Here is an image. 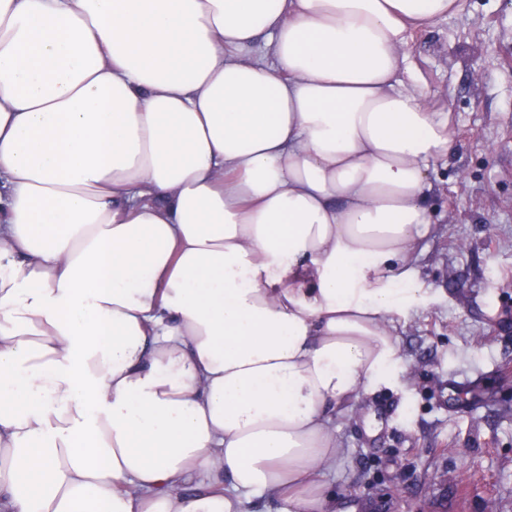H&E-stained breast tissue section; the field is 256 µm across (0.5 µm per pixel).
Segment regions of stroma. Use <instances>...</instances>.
Listing matches in <instances>:
<instances>
[{
  "label": "stroma",
  "mask_w": 512,
  "mask_h": 512,
  "mask_svg": "<svg viewBox=\"0 0 512 512\" xmlns=\"http://www.w3.org/2000/svg\"><path fill=\"white\" fill-rule=\"evenodd\" d=\"M407 51L457 148L434 175L399 375L337 414L325 481L336 512H512V0H463Z\"/></svg>",
  "instance_id": "stroma-1"
}]
</instances>
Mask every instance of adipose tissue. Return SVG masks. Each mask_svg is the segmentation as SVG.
<instances>
[{
  "label": "adipose tissue",
  "mask_w": 512,
  "mask_h": 512,
  "mask_svg": "<svg viewBox=\"0 0 512 512\" xmlns=\"http://www.w3.org/2000/svg\"><path fill=\"white\" fill-rule=\"evenodd\" d=\"M462 0H0V512H336Z\"/></svg>",
  "instance_id": "adipose-tissue-1"
}]
</instances>
